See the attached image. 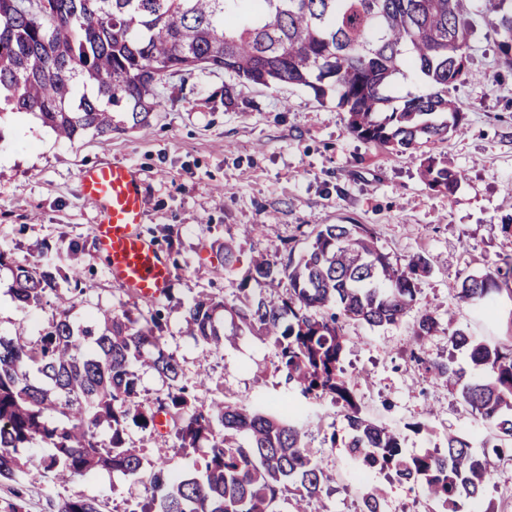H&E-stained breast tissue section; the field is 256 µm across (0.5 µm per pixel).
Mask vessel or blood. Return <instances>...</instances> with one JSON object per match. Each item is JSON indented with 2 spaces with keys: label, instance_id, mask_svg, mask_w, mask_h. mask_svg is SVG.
Returning a JSON list of instances; mask_svg holds the SVG:
<instances>
[{
  "label": "vessel or blood",
  "instance_id": "1",
  "mask_svg": "<svg viewBox=\"0 0 512 512\" xmlns=\"http://www.w3.org/2000/svg\"><path fill=\"white\" fill-rule=\"evenodd\" d=\"M82 196L100 214L95 226L98 250L112 279L134 299L151 302L168 290L173 270L141 234L145 200L131 167L122 163L86 168Z\"/></svg>",
  "mask_w": 512,
  "mask_h": 512
}]
</instances>
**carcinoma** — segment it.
I'll use <instances>...</instances> for the list:
<instances>
[{
  "instance_id": "1",
  "label": "carcinoma",
  "mask_w": 512,
  "mask_h": 512,
  "mask_svg": "<svg viewBox=\"0 0 512 512\" xmlns=\"http://www.w3.org/2000/svg\"><path fill=\"white\" fill-rule=\"evenodd\" d=\"M476 17L512 68V0H0V116L33 114L70 143L89 132L143 129L167 76L207 68L233 78L224 84L226 107L235 105L241 83L297 86L319 100L335 99L364 143L416 150L459 131L461 112L448 100V86L476 77L468 54ZM407 68L424 75L429 88L394 107L388 89ZM421 176L450 194L458 184V173L432 157ZM430 270L421 254L392 262L364 224H325L296 260H252L237 302L201 295L184 320L189 335L211 350L244 329L270 340L278 369L303 396L342 404L352 457L401 483L426 485L447 512H460L459 501L480 499L491 479L486 456L460 434L448 435L444 454L406 455L396 433L361 416L340 378L345 335L334 309L370 326L399 322ZM12 273L18 310L50 292L57 306L36 340L0 336V478L68 483L101 469L141 471L143 457L127 429L151 430L156 418L139 400L141 364L169 380L161 408L180 448L207 441L210 451L194 472L176 476L159 449L150 497L130 512H277L281 501L291 512H321L323 473L301 426L275 406H199L180 384L179 363L160 347L159 313L104 311L78 324L71 298L59 293L78 290L77 275L55 265H16ZM511 278V266L470 276L458 298L489 311ZM284 280L288 288L280 293ZM439 326L432 313H421L414 335ZM448 342L486 375L468 380L464 369L439 361L427 373L461 387L463 402L488 425V446L512 460V343L478 341L462 329ZM101 426L110 430L106 442ZM239 434L247 444L237 442ZM36 441L50 453L34 464L22 449ZM56 512L100 509L96 499L73 495Z\"/></svg>"
}]
</instances>
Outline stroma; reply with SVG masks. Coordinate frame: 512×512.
I'll return each mask as SVG.
<instances>
[{
    "label": "stroma",
    "mask_w": 512,
    "mask_h": 512,
    "mask_svg": "<svg viewBox=\"0 0 512 512\" xmlns=\"http://www.w3.org/2000/svg\"><path fill=\"white\" fill-rule=\"evenodd\" d=\"M477 77L449 87L464 132L415 151L368 145L350 134L335 101L289 85L238 86L234 107L224 105L223 72L197 69L168 77L157 89L150 125L109 136L58 141L31 115L0 117V251L16 264L54 261L76 271L82 294L71 314L86 321L104 310L134 309L135 299L113 283L96 249V209L84 201L80 173L122 162L135 168L147 199L143 233L163 251L173 280L153 307L161 313V345L173 354L181 381L199 405L280 402L295 407L308 447L324 472V512H360L363 491L379 493L385 512H438L424 485L401 484L387 472L365 469L343 446L349 429L341 404L307 398L276 369L273 345L242 332L235 345L214 352L188 336L183 315L207 293L235 299L254 256L287 262L300 256L321 225L365 224L391 260L421 254L432 270L419 280L414 313L384 327L343 320L348 343L344 377L362 416L399 434L406 455L445 448L449 433L482 434L481 420L457 392L430 381L434 361L466 366L447 331L413 334L416 313L489 342L512 337V294L501 292L494 313L457 298L465 278L512 263V69L504 66L485 25L470 42ZM459 172L454 193L430 188L420 175L427 157ZM79 242L71 252L70 242ZM233 242L237 260L225 267L217 250ZM8 269L0 268V335L37 336L55 313L54 297L19 311ZM207 372L205 386L197 375ZM337 446H330L329 437ZM129 437L146 459L134 476L107 470L56 487L42 479L0 480V512L21 502L22 512H53L63 495L96 497L103 512H130L146 495L157 449L177 472L194 470L208 443L183 451L172 424Z\"/></svg>",
    "instance_id": "obj_1"
}]
</instances>
